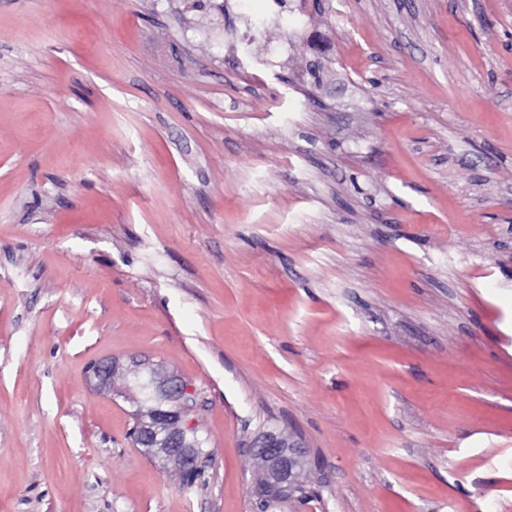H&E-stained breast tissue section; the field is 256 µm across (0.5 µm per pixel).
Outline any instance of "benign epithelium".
<instances>
[{
	"mask_svg": "<svg viewBox=\"0 0 512 512\" xmlns=\"http://www.w3.org/2000/svg\"><path fill=\"white\" fill-rule=\"evenodd\" d=\"M90 370L100 390L114 389L118 378L124 376L123 365L114 358L96 361ZM151 374L158 402L137 411L139 440L151 442L145 451L161 457L179 474H193L201 469L200 456L186 447L187 438L196 433L188 419L193 391L173 372L153 369ZM248 452L263 465L260 478L250 491L253 512H266L269 500L286 501L298 490L306 466V452L298 442L281 431L267 430L254 439Z\"/></svg>",
	"mask_w": 512,
	"mask_h": 512,
	"instance_id": "obj_1",
	"label": "benign epithelium"
}]
</instances>
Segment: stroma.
Instances as JSON below:
<instances>
[{
    "mask_svg": "<svg viewBox=\"0 0 512 512\" xmlns=\"http://www.w3.org/2000/svg\"><path fill=\"white\" fill-rule=\"evenodd\" d=\"M268 428L282 512H512V0H0V512H251ZM90 370L97 381L96 387L111 392L118 378L124 376L123 365L114 358L96 361L90 366ZM150 372L158 402L149 409L139 408L136 412L139 440L146 443L153 439L151 446L144 448L147 453L161 457L167 466L181 475L193 474L201 469L200 456L185 446L187 438L196 433V427L188 419L193 408V391L173 372L163 369ZM169 406L174 409L170 410ZM158 436L160 440H157ZM190 443L201 454L203 441L197 433ZM258 458L263 470L251 488L253 512H266L272 498L286 501L300 485V476L306 466L304 447L282 431L261 432L247 449ZM303 493V487L298 490Z\"/></svg>",
    "mask_w": 512,
    "mask_h": 512,
    "instance_id": "obj_1",
    "label": "stroma"
}]
</instances>
